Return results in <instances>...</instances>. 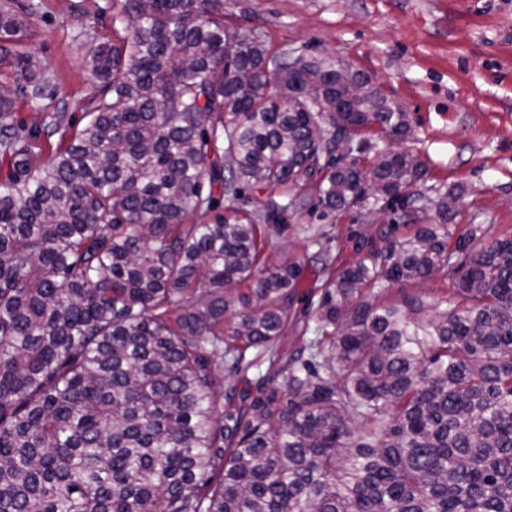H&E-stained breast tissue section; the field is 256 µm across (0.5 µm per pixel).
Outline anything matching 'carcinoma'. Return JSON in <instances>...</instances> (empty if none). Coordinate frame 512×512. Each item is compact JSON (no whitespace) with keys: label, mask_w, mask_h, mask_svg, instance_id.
I'll return each mask as SVG.
<instances>
[{"label":"carcinoma","mask_w":512,"mask_h":512,"mask_svg":"<svg viewBox=\"0 0 512 512\" xmlns=\"http://www.w3.org/2000/svg\"><path fill=\"white\" fill-rule=\"evenodd\" d=\"M34 15L0 8L33 106L52 90L21 48ZM85 63L99 100L43 162L0 85V512H512V237L458 236L440 201L413 233L383 224L328 275L321 338L273 351L302 265L265 261L252 212L277 230L314 189L422 209L418 156L366 138L409 113L271 53L224 0H112ZM245 189L253 211L191 221ZM439 276L433 302L405 289ZM263 355L266 397L226 384Z\"/></svg>","instance_id":"cac0c4a2"}]
</instances>
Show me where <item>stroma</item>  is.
Returning a JSON list of instances; mask_svg holds the SVG:
<instances>
[{
    "label": "stroma",
    "mask_w": 512,
    "mask_h": 512,
    "mask_svg": "<svg viewBox=\"0 0 512 512\" xmlns=\"http://www.w3.org/2000/svg\"><path fill=\"white\" fill-rule=\"evenodd\" d=\"M34 31L25 43L53 78L40 106L14 101L11 116L34 137L35 158L51 144L39 130L47 115L79 124L99 94L83 59L112 34L111 0H32ZM80 11H73V4ZM229 21L253 30L271 52L297 51L340 62L368 76L409 113L411 132L392 149L418 155L420 189L431 199L455 190L458 232L482 225L486 237L512 236V0H227ZM373 229L367 211L323 213L289 207L275 244L303 263L298 317L276 345L289 357L316 340L314 283L322 266L358 257V237Z\"/></svg>",
    "instance_id": "1"
}]
</instances>
